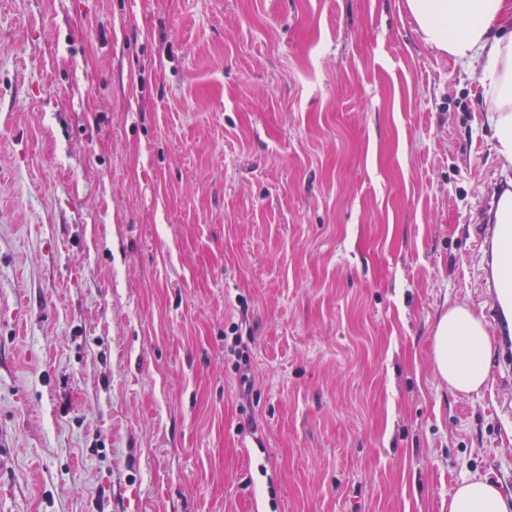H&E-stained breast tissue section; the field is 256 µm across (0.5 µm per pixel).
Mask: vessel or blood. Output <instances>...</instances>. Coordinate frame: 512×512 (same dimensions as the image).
Listing matches in <instances>:
<instances>
[{"label": "vessel or blood", "instance_id": "1", "mask_svg": "<svg viewBox=\"0 0 512 512\" xmlns=\"http://www.w3.org/2000/svg\"><path fill=\"white\" fill-rule=\"evenodd\" d=\"M487 209L472 237L487 258L493 301L484 313L502 354L512 353V187L486 189Z\"/></svg>", "mask_w": 512, "mask_h": 512}]
</instances>
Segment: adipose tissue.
<instances>
[{
    "instance_id": "obj_1",
    "label": "adipose tissue",
    "mask_w": 512,
    "mask_h": 512,
    "mask_svg": "<svg viewBox=\"0 0 512 512\" xmlns=\"http://www.w3.org/2000/svg\"><path fill=\"white\" fill-rule=\"evenodd\" d=\"M423 42L478 67L499 152L512 163V0H406ZM434 374L456 391H478L488 377L489 343L480 319L461 305L449 307L433 328ZM448 512H512V501L492 484L463 482Z\"/></svg>"
}]
</instances>
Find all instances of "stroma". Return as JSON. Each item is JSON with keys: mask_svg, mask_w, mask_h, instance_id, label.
<instances>
[{"mask_svg": "<svg viewBox=\"0 0 512 512\" xmlns=\"http://www.w3.org/2000/svg\"><path fill=\"white\" fill-rule=\"evenodd\" d=\"M511 173L405 0H0V512L512 500V365L432 369ZM512 502L492 484L464 481L448 500V512H511Z\"/></svg>", "mask_w": 512, "mask_h": 512, "instance_id": "1", "label": "stroma"}]
</instances>
